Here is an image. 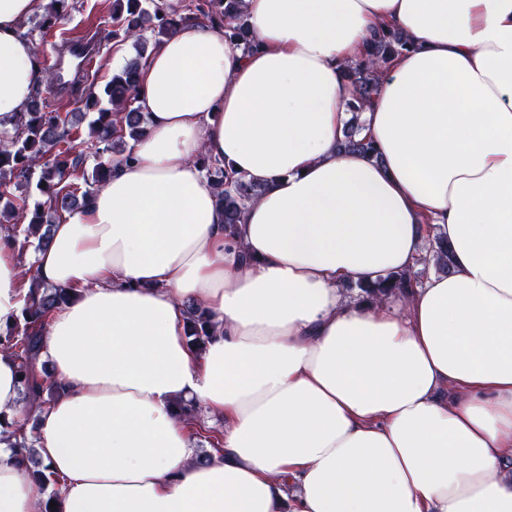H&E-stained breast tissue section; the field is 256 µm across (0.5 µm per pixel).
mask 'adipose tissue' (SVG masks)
<instances>
[{
	"label": "adipose tissue",
	"mask_w": 512,
	"mask_h": 512,
	"mask_svg": "<svg viewBox=\"0 0 512 512\" xmlns=\"http://www.w3.org/2000/svg\"><path fill=\"white\" fill-rule=\"evenodd\" d=\"M48 0H0V119L39 71L24 24ZM247 51L190 20L144 64L148 129L34 270L73 297L43 356L63 383L36 446L52 512H512V0H243ZM381 27L411 51L361 112L377 159L338 150L344 67ZM259 185L234 232L198 156ZM402 297L343 285L423 264ZM0 235V329L28 285ZM215 324L187 338V303ZM193 403L224 423L195 454ZM46 484L0 443V512ZM429 252L430 259L433 261L435 269L442 274H449L452 271V251L448 241L441 240L439 237H433L428 246V239L424 243V249Z\"/></svg>",
	"instance_id": "ef3b65f1"
}]
</instances>
